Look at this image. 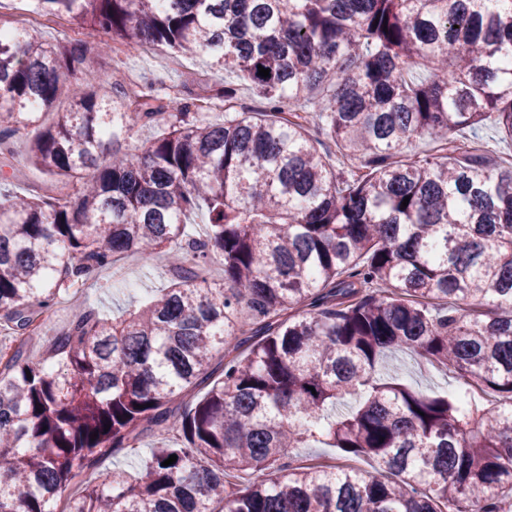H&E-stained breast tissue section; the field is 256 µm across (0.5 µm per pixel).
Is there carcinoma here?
Instances as JSON below:
<instances>
[{
    "instance_id": "1",
    "label": "carcinoma",
    "mask_w": 512,
    "mask_h": 512,
    "mask_svg": "<svg viewBox=\"0 0 512 512\" xmlns=\"http://www.w3.org/2000/svg\"><path fill=\"white\" fill-rule=\"evenodd\" d=\"M38 5L75 37L0 23V151L68 102L28 148L59 195L0 180V512H512V165L452 139L491 119L512 140V0ZM98 33L207 55L266 109L238 111L226 84L212 122L147 86L71 82ZM138 127L159 132L132 152ZM416 137L437 153L405 154ZM162 253L167 287L83 312L31 358L41 316L93 272ZM212 263L224 282L198 281ZM391 351L460 385L384 379ZM159 437L136 475L101 468ZM311 441L373 471L286 461Z\"/></svg>"
}]
</instances>
